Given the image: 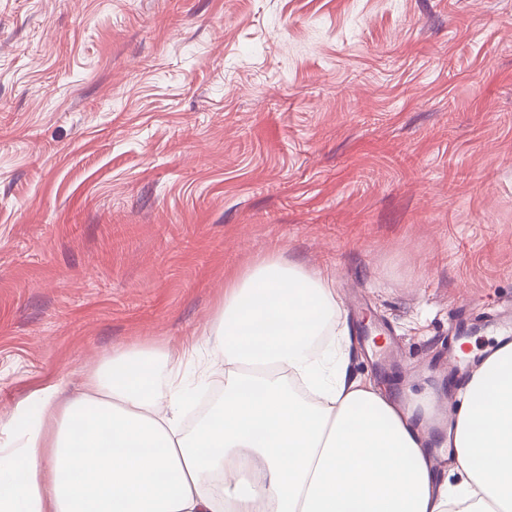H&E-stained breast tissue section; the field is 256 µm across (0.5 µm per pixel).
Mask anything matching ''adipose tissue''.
<instances>
[{
  "mask_svg": "<svg viewBox=\"0 0 512 512\" xmlns=\"http://www.w3.org/2000/svg\"><path fill=\"white\" fill-rule=\"evenodd\" d=\"M351 344L331 278L268 255L194 342L124 347L20 401L0 423L16 439L0 448V512H512V342L435 436L429 398L401 404L354 374ZM204 348L224 391L186 433L184 369Z\"/></svg>",
  "mask_w": 512,
  "mask_h": 512,
  "instance_id": "1",
  "label": "adipose tissue"
}]
</instances>
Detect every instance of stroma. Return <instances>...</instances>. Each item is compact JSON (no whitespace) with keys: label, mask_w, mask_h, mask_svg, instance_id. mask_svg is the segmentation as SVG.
<instances>
[{"label":"stroma","mask_w":512,"mask_h":512,"mask_svg":"<svg viewBox=\"0 0 512 512\" xmlns=\"http://www.w3.org/2000/svg\"><path fill=\"white\" fill-rule=\"evenodd\" d=\"M274 253L353 369L512 336V0H0V419Z\"/></svg>","instance_id":"stroma-1"}]
</instances>
